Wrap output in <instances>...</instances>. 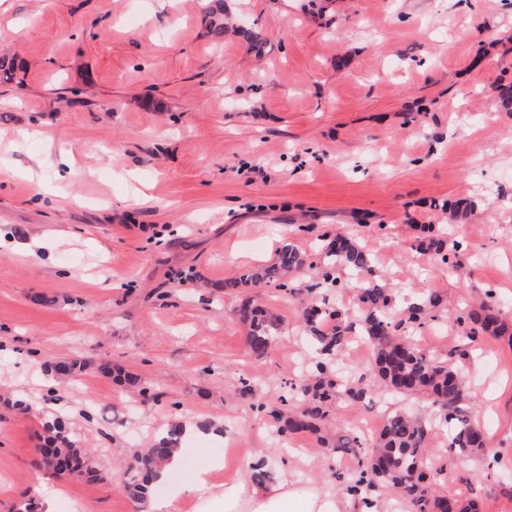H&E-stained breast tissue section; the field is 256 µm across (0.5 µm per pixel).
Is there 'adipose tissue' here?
Returning <instances> with one entry per match:
<instances>
[{"label":"adipose tissue","instance_id":"obj_1","mask_svg":"<svg viewBox=\"0 0 512 512\" xmlns=\"http://www.w3.org/2000/svg\"><path fill=\"white\" fill-rule=\"evenodd\" d=\"M222 468L215 462L196 469L173 497L147 501L145 512H172L177 498L198 491L208 492L213 512H364L363 504L337 501L321 485L301 487L284 478L256 482L245 465L236 466L223 482H212V473Z\"/></svg>","mask_w":512,"mask_h":512}]
</instances>
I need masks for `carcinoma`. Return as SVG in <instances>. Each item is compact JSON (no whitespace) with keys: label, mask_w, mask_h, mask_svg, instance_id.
<instances>
[{"label":"carcinoma","mask_w":512,"mask_h":512,"mask_svg":"<svg viewBox=\"0 0 512 512\" xmlns=\"http://www.w3.org/2000/svg\"><path fill=\"white\" fill-rule=\"evenodd\" d=\"M206 2L209 31L220 38L224 36V0ZM428 246L437 249L444 263L457 266L455 257L460 242L430 239ZM320 253L324 254L323 265L319 267L323 281L336 288L355 289L356 311L345 313L317 305L304 309L303 324L315 344V356L310 363L311 381L298 390L302 402L299 410L272 407L268 411L276 435L286 438L308 433L320 442L327 441L326 421L332 402L339 396L354 399L362 396V390L346 379L339 366L351 344V336L357 332L372 346L368 373L374 382L394 394L428 398L438 406L440 414L438 419L427 422L406 411L392 412L366 449L357 437L337 438L336 453L364 454V463L347 477L343 491L366 504V489L378 485L409 500L412 512H478L475 501L444 493L433 479L431 462L438 461L439 454L429 443L435 432L448 437V448L460 458L483 451L487 444L484 429L472 416L476 396L466 378L448 365V359L426 354L410 335V330L421 327L427 314L440 306V297L430 294L409 305L407 317L396 322L395 294L382 282L369 277L372 263L369 252L353 239L340 235L321 246ZM306 266L313 268L315 264L296 247L285 244L273 263L250 270L227 287L249 284L257 288L274 284L286 288L288 274ZM343 270L358 275V279L352 284L341 281L338 272ZM239 316L249 328L250 353L263 357L273 340L277 315L248 300L239 309ZM455 323L469 343L498 336L506 330L499 311L489 301L460 310ZM90 365L87 359L52 357L45 360L44 369L55 376L71 377ZM98 369L106 376L114 375L108 363L99 364ZM114 376L135 388L139 395L151 396V389L137 375L120 371ZM184 434L183 424L173 422L152 445L133 452V463L127 465L130 475L127 488L136 502L149 499L158 471L179 449ZM39 439L41 448L53 456V465L46 471L58 477L95 479L90 455L71 439L65 415L56 413L45 419Z\"/></svg>","instance_id":"obj_1"}]
</instances>
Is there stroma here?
I'll list each match as a JSON object with an SVG mask.
<instances>
[{
    "instance_id": "35a3bbf8",
    "label": "stroma",
    "mask_w": 512,
    "mask_h": 512,
    "mask_svg": "<svg viewBox=\"0 0 512 512\" xmlns=\"http://www.w3.org/2000/svg\"><path fill=\"white\" fill-rule=\"evenodd\" d=\"M223 39L200 0H0V56L21 69L0 83V512L22 493L51 512H137L129 456L191 412L223 436L183 439L194 466L232 449V463L284 459L297 484L356 469L314 437L277 446L254 404L280 403L300 382L301 310L314 298L353 310L349 289L293 293L225 288L271 263L282 242L318 261L320 236L359 238L372 276L400 304L436 293L420 346L461 344L454 311L493 296L512 327V0H224ZM267 45L255 54L237 27ZM72 154L75 176L44 165L47 142ZM462 235L448 272L417 247L421 225ZM275 310L280 332L251 355L237 311ZM51 356L93 369L51 380ZM138 375L144 401L101 375ZM478 396L487 447L458 461L444 436L437 481L512 512V337L485 338L458 362ZM377 396L339 398L327 423L351 432L383 417ZM62 411L100 477L76 484L35 466L42 418Z\"/></svg>"
}]
</instances>
